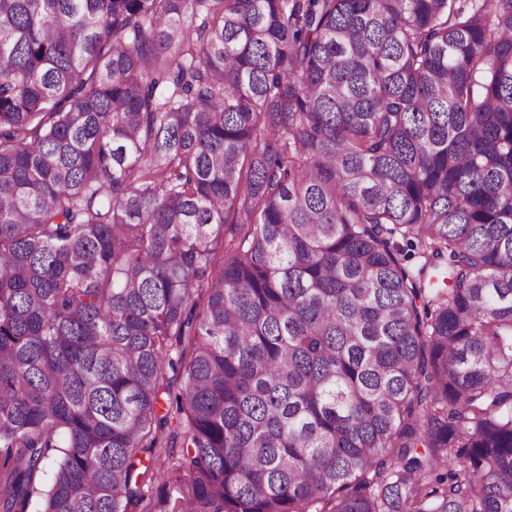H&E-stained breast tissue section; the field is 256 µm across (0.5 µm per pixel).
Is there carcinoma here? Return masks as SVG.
<instances>
[{
  "label": "carcinoma",
  "instance_id": "1",
  "mask_svg": "<svg viewBox=\"0 0 512 512\" xmlns=\"http://www.w3.org/2000/svg\"><path fill=\"white\" fill-rule=\"evenodd\" d=\"M34 501L512 512V0H0Z\"/></svg>",
  "mask_w": 512,
  "mask_h": 512
}]
</instances>
